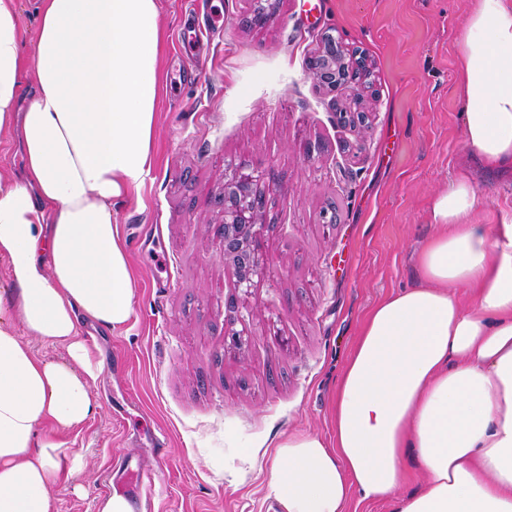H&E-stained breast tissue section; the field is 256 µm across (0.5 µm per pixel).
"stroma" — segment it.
I'll return each mask as SVG.
<instances>
[{
    "label": "stroma",
    "mask_w": 512,
    "mask_h": 512,
    "mask_svg": "<svg viewBox=\"0 0 512 512\" xmlns=\"http://www.w3.org/2000/svg\"><path fill=\"white\" fill-rule=\"evenodd\" d=\"M158 4L153 164L114 207L133 312L113 331L79 323L99 367L96 411L65 435L83 466L55 489L56 512H96L118 484L138 512H276L266 489L276 445L331 438L336 384L366 315L420 284L431 200L472 157L456 47L472 0ZM328 35L367 59L364 128L338 124L349 91L328 95L309 73ZM229 161L264 174L260 252L275 275L247 295L223 255L216 197ZM474 184L481 223L512 212L511 172L478 168ZM142 467L154 480L137 488Z\"/></svg>",
    "instance_id": "stroma-1"
}]
</instances>
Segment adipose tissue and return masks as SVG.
Here are the masks:
<instances>
[{"label": "adipose tissue", "mask_w": 512, "mask_h": 512, "mask_svg": "<svg viewBox=\"0 0 512 512\" xmlns=\"http://www.w3.org/2000/svg\"><path fill=\"white\" fill-rule=\"evenodd\" d=\"M35 10L28 52L17 0H0V138L24 158L21 176L0 173V512H54L79 467L63 435L94 413L95 373L78 321L115 330L133 312L113 207L150 171L162 64L158 0ZM457 46L464 141L512 169V0H474ZM476 204L461 168L433 201L421 284L363 323L332 439L278 444L266 486L280 512H344L354 495L390 512H512V214L476 224ZM23 331L68 362L37 357ZM409 459L426 479L405 495Z\"/></svg>", "instance_id": "ef3b65f1"}]
</instances>
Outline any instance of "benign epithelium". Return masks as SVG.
<instances>
[{
  "label": "benign epithelium",
  "instance_id": "1",
  "mask_svg": "<svg viewBox=\"0 0 512 512\" xmlns=\"http://www.w3.org/2000/svg\"><path fill=\"white\" fill-rule=\"evenodd\" d=\"M361 61L346 53L335 39L325 37L321 53L311 62L316 85L334 92L360 75ZM370 113L345 107L336 113L344 127L357 128L369 120ZM262 172L244 165L229 164L218 199L223 205L224 259L234 267L238 287L249 291L254 279L269 278L273 269L259 256L258 238L264 228L265 200L258 185Z\"/></svg>",
  "mask_w": 512,
  "mask_h": 512
}]
</instances>
